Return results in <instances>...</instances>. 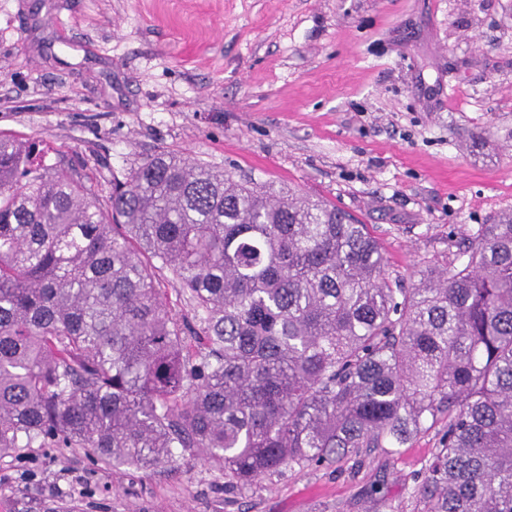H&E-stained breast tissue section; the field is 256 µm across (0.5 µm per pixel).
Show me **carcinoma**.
Here are the masks:
<instances>
[{
	"mask_svg": "<svg viewBox=\"0 0 512 512\" xmlns=\"http://www.w3.org/2000/svg\"><path fill=\"white\" fill-rule=\"evenodd\" d=\"M41 153L0 132V454L147 470L201 448L238 487L443 418L423 512H512L511 213L406 285L326 201L164 152L103 202ZM159 288H162L163 290L164 301L166 302L167 307L179 312L180 314H183L184 316L188 317L192 323H195L192 307L190 306L186 297L178 291V286L167 282V280H162Z\"/></svg>",
	"mask_w": 512,
	"mask_h": 512,
	"instance_id": "carcinoma-1",
	"label": "carcinoma"
}]
</instances>
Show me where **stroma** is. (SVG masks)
Wrapping results in <instances>:
<instances>
[{"label": "stroma", "instance_id": "stroma-1", "mask_svg": "<svg viewBox=\"0 0 512 512\" xmlns=\"http://www.w3.org/2000/svg\"><path fill=\"white\" fill-rule=\"evenodd\" d=\"M0 131L104 197L169 151L326 200L407 281L512 213V0H0ZM444 430L234 488L199 448H31L0 456V512H423Z\"/></svg>", "mask_w": 512, "mask_h": 512}]
</instances>
